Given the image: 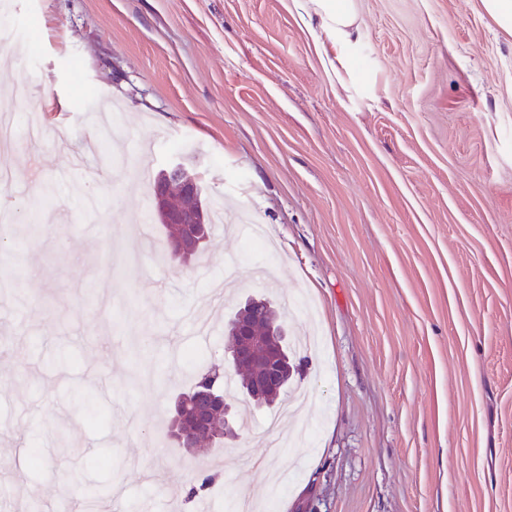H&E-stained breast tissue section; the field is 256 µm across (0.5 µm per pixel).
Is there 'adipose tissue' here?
Here are the masks:
<instances>
[{"label": "adipose tissue", "instance_id": "1", "mask_svg": "<svg viewBox=\"0 0 512 512\" xmlns=\"http://www.w3.org/2000/svg\"><path fill=\"white\" fill-rule=\"evenodd\" d=\"M288 9L326 73L345 82L352 74L361 37L352 0H288Z\"/></svg>", "mask_w": 512, "mask_h": 512}]
</instances>
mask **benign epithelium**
Segmentation results:
<instances>
[{
    "instance_id": "1",
    "label": "benign epithelium",
    "mask_w": 512,
    "mask_h": 512,
    "mask_svg": "<svg viewBox=\"0 0 512 512\" xmlns=\"http://www.w3.org/2000/svg\"><path fill=\"white\" fill-rule=\"evenodd\" d=\"M152 216L159 224H176L181 227L182 233L169 240V251L178 265H188L203 241L198 229L207 222L208 214L202 202L199 179L183 172L181 164L176 161L161 169L153 193ZM251 315L252 311L245 308L237 312V340L227 349V362L231 365L240 362L259 363L260 372L251 383L250 393H279L286 385L283 356L287 329L283 325L271 328V343L258 346L253 336V325L249 322ZM202 394L204 401L195 399L180 409L173 430L174 441L181 444L192 438L197 430L209 425L219 410L226 417L230 415L231 407L218 388L213 386L202 391Z\"/></svg>"
}]
</instances>
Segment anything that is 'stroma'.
Listing matches in <instances>:
<instances>
[{
  "mask_svg": "<svg viewBox=\"0 0 512 512\" xmlns=\"http://www.w3.org/2000/svg\"><path fill=\"white\" fill-rule=\"evenodd\" d=\"M330 81L285 0H0V89L46 136L0 143V512H192L212 449L171 439L224 321L269 298L318 343L270 469L216 472L210 512H512V34L479 0H355ZM103 173L84 179L70 159ZM269 251L212 223L193 277L152 219L172 161ZM45 196L41 209L32 198ZM40 225L38 237L26 227ZM234 277L210 335L189 316ZM108 421L94 425L91 411Z\"/></svg>",
  "mask_w": 512,
  "mask_h": 512,
  "instance_id": "1",
  "label": "stroma"
}]
</instances>
